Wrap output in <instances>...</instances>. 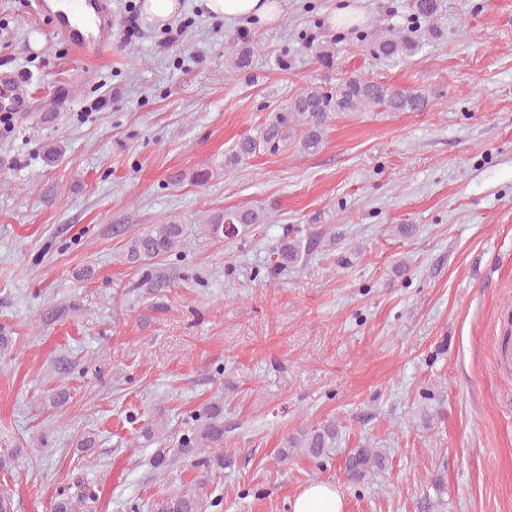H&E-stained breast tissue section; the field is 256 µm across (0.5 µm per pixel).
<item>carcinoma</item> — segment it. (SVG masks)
Here are the masks:
<instances>
[{
	"instance_id": "1",
	"label": "carcinoma",
	"mask_w": 512,
	"mask_h": 512,
	"mask_svg": "<svg viewBox=\"0 0 512 512\" xmlns=\"http://www.w3.org/2000/svg\"><path fill=\"white\" fill-rule=\"evenodd\" d=\"M440 0H413V19L435 27L440 12ZM414 41L386 32L374 44L373 54L388 60H404L417 52ZM423 93L408 91L380 84L361 76H348L332 90L314 83L307 84L288 102V114L277 115L257 131L235 143L224 155L223 171L228 172L266 147L276 148V142L284 139L282 128L295 125L300 128L298 142L306 153L317 151L323 141L324 128L337 112L371 111L383 106L390 112H419L428 106ZM265 216L257 210H243L212 216L206 224L208 233L222 238L235 232L233 225L248 227L262 224ZM184 244L182 224L174 218L158 224H150L126 242L125 257L132 263H147L169 256ZM200 425L183 432L181 445L185 448L218 450L224 444V425L220 412L214 406L203 407L195 415ZM290 447L301 448L304 454L317 459L325 456L336 443V425L320 424L302 434V439L289 440ZM384 456L373 448H355L345 458L344 469L351 479L366 477L384 468ZM96 490L84 486L76 499L61 495L56 498L53 512H89L96 503ZM205 503L195 493H177L162 498L155 505V512H202Z\"/></svg>"
}]
</instances>
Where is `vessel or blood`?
Listing matches in <instances>:
<instances>
[{
  "mask_svg": "<svg viewBox=\"0 0 512 512\" xmlns=\"http://www.w3.org/2000/svg\"><path fill=\"white\" fill-rule=\"evenodd\" d=\"M36 0V14L51 20L59 39L88 60L106 57L112 42V0ZM29 99L14 75H0V112H24Z\"/></svg>",
  "mask_w": 512,
  "mask_h": 512,
  "instance_id": "1",
  "label": "vessel or blood"
}]
</instances>
